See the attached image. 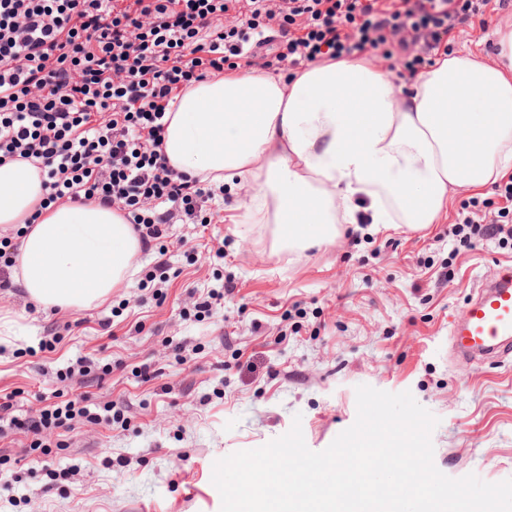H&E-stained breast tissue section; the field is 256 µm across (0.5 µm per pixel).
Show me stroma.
<instances>
[{"mask_svg":"<svg viewBox=\"0 0 512 512\" xmlns=\"http://www.w3.org/2000/svg\"><path fill=\"white\" fill-rule=\"evenodd\" d=\"M473 194L494 190H459L420 231L344 224L297 252L275 225L239 223L233 182L204 204L208 223L177 221L142 247L140 272L168 260L167 282H125L81 311L0 288V313L17 319L0 330V395L35 414L86 394L97 414L46 455L20 431L0 440V512H220L210 461L285 434L297 414L308 448L326 449L354 423L362 384L411 392L438 417L445 475L512 478V357L458 361L448 342L473 283L512 261L494 238L451 254L448 227ZM228 281L212 317L194 318L191 293ZM84 358L109 375L67 377Z\"/></svg>","mask_w":512,"mask_h":512,"instance_id":"obj_1","label":"stroma"}]
</instances>
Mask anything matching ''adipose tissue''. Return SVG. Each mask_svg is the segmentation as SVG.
I'll list each match as a JSON object with an SVG mask.
<instances>
[{
	"label": "adipose tissue",
	"instance_id": "adipose-tissue-1",
	"mask_svg": "<svg viewBox=\"0 0 512 512\" xmlns=\"http://www.w3.org/2000/svg\"><path fill=\"white\" fill-rule=\"evenodd\" d=\"M494 58L458 52L396 90L361 59L309 64L293 78L245 69L197 83L163 122L176 171L257 185L243 224H284L291 244L333 243L336 227L434 223L453 193L512 169V20ZM38 171L0 166V226L25 225L17 264L28 297L82 310L137 271L130 224L99 205L63 204L26 225L42 197Z\"/></svg>",
	"mask_w": 512,
	"mask_h": 512
}]
</instances>
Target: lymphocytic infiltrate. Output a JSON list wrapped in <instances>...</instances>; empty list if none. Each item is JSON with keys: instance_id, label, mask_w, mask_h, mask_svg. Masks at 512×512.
<instances>
[{"instance_id": "1", "label": "lymphocytic infiltrate", "mask_w": 512, "mask_h": 512, "mask_svg": "<svg viewBox=\"0 0 512 512\" xmlns=\"http://www.w3.org/2000/svg\"><path fill=\"white\" fill-rule=\"evenodd\" d=\"M512 0H0V164L38 169L46 210L95 203L120 212L142 244L196 216L210 184L170 167L162 120L189 86L241 62L296 68L355 53L396 59L416 74L449 40ZM495 196L463 203L452 248L484 237L512 243V175ZM502 206H494V199ZM65 400L37 416L0 400V436L32 449L93 420Z\"/></svg>"}]
</instances>
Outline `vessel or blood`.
I'll return each instance as SVG.
<instances>
[{
  "label": "vessel or blood",
  "mask_w": 512,
  "mask_h": 512,
  "mask_svg": "<svg viewBox=\"0 0 512 512\" xmlns=\"http://www.w3.org/2000/svg\"><path fill=\"white\" fill-rule=\"evenodd\" d=\"M449 336L454 355L464 360L512 356V265L473 287Z\"/></svg>",
  "instance_id": "1"
}]
</instances>
